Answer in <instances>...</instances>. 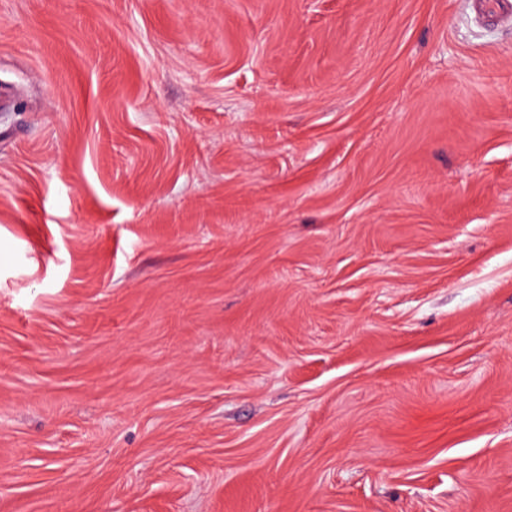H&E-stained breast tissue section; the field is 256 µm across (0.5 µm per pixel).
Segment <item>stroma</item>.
Masks as SVG:
<instances>
[{
	"instance_id": "1",
	"label": "stroma",
	"mask_w": 512,
	"mask_h": 512,
	"mask_svg": "<svg viewBox=\"0 0 512 512\" xmlns=\"http://www.w3.org/2000/svg\"><path fill=\"white\" fill-rule=\"evenodd\" d=\"M0 512H512V26L0 0Z\"/></svg>"
}]
</instances>
